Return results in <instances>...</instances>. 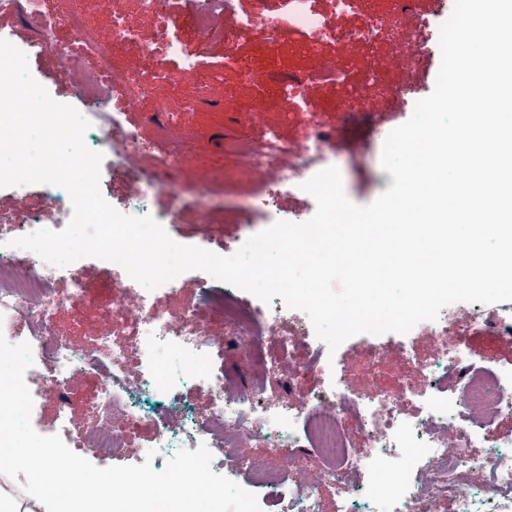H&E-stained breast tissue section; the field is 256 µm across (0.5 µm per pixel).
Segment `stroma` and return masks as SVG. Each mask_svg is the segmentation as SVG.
I'll use <instances>...</instances> for the list:
<instances>
[{
    "label": "stroma",
    "mask_w": 512,
    "mask_h": 512,
    "mask_svg": "<svg viewBox=\"0 0 512 512\" xmlns=\"http://www.w3.org/2000/svg\"><path fill=\"white\" fill-rule=\"evenodd\" d=\"M49 9L63 14L81 10L102 41L112 37V17H132L137 25V41L114 50V66L124 72L136 54L137 43L150 42L155 23L142 14L138 0H46ZM180 34L187 50L207 71L200 86L183 82L177 65H170L169 79L149 83L137 107L142 120L138 127L145 138H153L155 125L152 113L164 112L176 122V131L191 151L186 162L177 169L160 167L155 155L143 156V168L171 185L172 191L151 203L155 214L174 209L178 221L169 225L170 234L182 245L206 247L223 251L225 244L247 233L256 234L287 216L297 205L293 197H284L280 211L268 210L263 201L266 178L261 174L232 177L235 166L224 152L227 135L244 134L262 140L269 131H277L291 144L304 135V123L336 124L337 137L334 163L340 172L346 196L355 204L372 203L387 190L393 179L381 165L382 146L388 134L403 121V114L413 111V103H405L403 112L393 111L392 87L415 85L422 94H431L441 63L439 47L414 60L405 70L396 68L390 58L391 41L410 43L417 16L428 15L434 22L445 23L449 16V0H416L412 13L403 16L389 40H378L359 46L354 57L346 59L350 70L347 84H320L309 91L306 103L299 104L285 97L282 81L288 75L311 70L316 58L311 57L304 38L296 32H285L279 47H270L257 32L242 31L234 16L216 15L215 26L237 31L233 44L199 36L185 4H178ZM233 52L239 67L224 70L226 52ZM31 71L43 86L60 101L73 103L75 80L60 70L52 55L33 59ZM362 89L368 103L354 107V89ZM206 179L216 206L211 224L197 221L195 197L199 179ZM57 317L74 344L94 343L106 334L105 319L86 316L81 304L60 308ZM448 341L460 345L476 359L490 365L512 368V340L487 331L465 333L449 331Z\"/></svg>",
    "instance_id": "stroma-1"
}]
</instances>
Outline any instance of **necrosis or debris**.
Here are the masks:
<instances>
[{"mask_svg": "<svg viewBox=\"0 0 512 512\" xmlns=\"http://www.w3.org/2000/svg\"><path fill=\"white\" fill-rule=\"evenodd\" d=\"M193 21L209 37L233 43L229 30L212 26L215 13L234 15L239 0H193ZM141 12L153 17V40L140 53L151 66L129 67L126 90L116 97L112 45L135 35L126 17L112 22L111 42L100 41L80 12L48 14L43 0H0V15H32L37 33L18 43L27 57L52 53L61 68L70 69L78 89L79 112L90 122L86 146L110 158L125 186L127 203L122 214L150 215V202L162 192L161 183L141 171L143 154L158 152L160 161L175 165L185 156L175 141L172 125L159 123L153 140L141 138L127 126L148 82L167 78L176 61L185 80L198 77V66L176 34L174 0H139ZM242 29L261 31L268 43H279L284 30L300 33L311 51L327 40L336 44L372 40L382 29L380 18L345 33L330 17L315 11L311 0H288V11L267 16L253 10ZM336 138L331 127L315 131L295 145L277 133L260 142L244 135L226 140V151L241 171L258 172L272 157L279 166L268 174L269 209H278L283 194H298L316 173L331 167ZM47 208L18 211L0 230V336L13 345L27 342L32 366L26 384H39L42 398L56 405V419L67 429L70 449L79 456L100 459L124 457L131 436L129 424L152 419L142 402L145 394L169 400L183 386L205 391L208 404L201 410L171 407L152 442L169 453L206 447L222 453L211 468L243 489L256 494L260 507L277 504L280 512H321L323 481L336 485V512H419L427 504L451 503L453 512H503L512 503V432L490 437L491 428L512 418V369L501 371L473 361L463 349L447 342L449 327L485 329L497 336H512V302L495 308L472 303L465 314L445 307L438 318L421 322L434 339L429 356H421L414 341L404 342L401 358L428 382L416 390L402 381L394 390L367 389L353 393L346 363L329 357L327 345L317 338L307 314L284 306L281 298L266 303L254 294L223 282L203 292L201 308L224 316V334L216 337L188 308L172 315L165 300L178 295L181 279L147 290L129 275L112 289L108 314L110 330L89 347L73 345L60 336L55 319L58 308L86 297L84 281L73 266L45 261L37 252L14 246V239L48 229L58 230L72 216L68 191L46 185ZM135 327L139 338L137 367L129 365V349L117 335ZM233 349L251 363L250 383L230 382L213 366L215 350ZM308 372L324 374L317 392L300 402L273 401L271 385L293 383ZM94 374L98 393L90 407L89 425L70 428L65 387L74 376ZM356 430L347 435L343 419ZM253 440L263 450L257 457H239L242 441ZM315 449L322 460L320 479L298 474V449ZM478 474L477 486L460 482Z\"/></svg>", "mask_w": 512, "mask_h": 512, "instance_id": "1", "label": "necrosis or debris"}]
</instances>
